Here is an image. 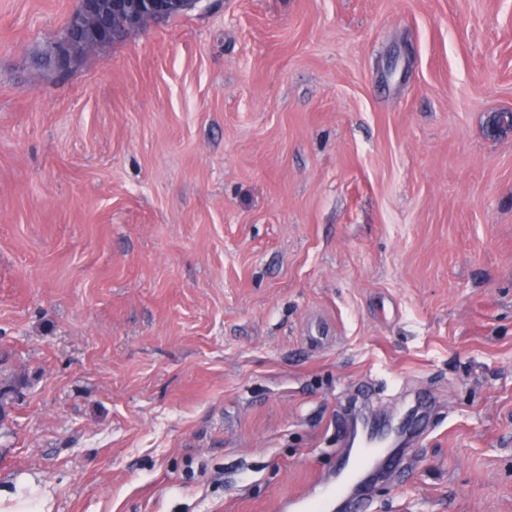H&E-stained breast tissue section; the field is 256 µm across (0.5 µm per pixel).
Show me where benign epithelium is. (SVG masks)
I'll return each mask as SVG.
<instances>
[{"instance_id": "benign-epithelium-1", "label": "benign epithelium", "mask_w": 512, "mask_h": 512, "mask_svg": "<svg viewBox=\"0 0 512 512\" xmlns=\"http://www.w3.org/2000/svg\"><path fill=\"white\" fill-rule=\"evenodd\" d=\"M198 0H80L54 51L56 69L67 70L75 61L74 47L104 46L124 34L191 9Z\"/></svg>"}]
</instances>
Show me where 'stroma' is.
<instances>
[{"mask_svg":"<svg viewBox=\"0 0 512 512\" xmlns=\"http://www.w3.org/2000/svg\"><path fill=\"white\" fill-rule=\"evenodd\" d=\"M78 5L0 0V485L277 512L406 388L368 512H512V0H199L60 74Z\"/></svg>","mask_w":512,"mask_h":512,"instance_id":"obj_1","label":"stroma"}]
</instances>
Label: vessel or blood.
<instances>
[{
	"mask_svg": "<svg viewBox=\"0 0 512 512\" xmlns=\"http://www.w3.org/2000/svg\"><path fill=\"white\" fill-rule=\"evenodd\" d=\"M336 471L319 474L301 492L282 502L280 512H351L368 501L372 485L390 476L393 464L408 448L404 424L360 415L340 428Z\"/></svg>",
	"mask_w": 512,
	"mask_h": 512,
	"instance_id": "b4317fda",
	"label": "vessel or blood"
}]
</instances>
